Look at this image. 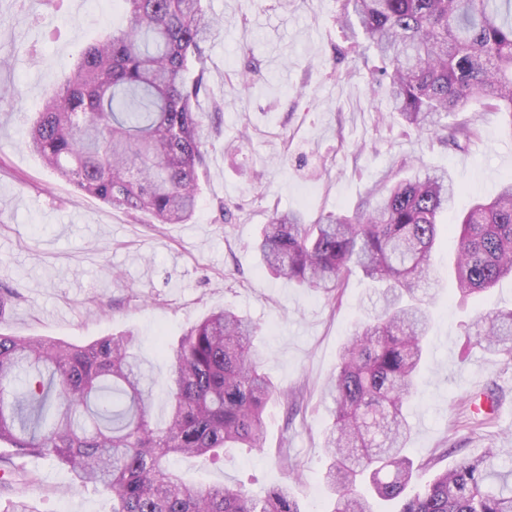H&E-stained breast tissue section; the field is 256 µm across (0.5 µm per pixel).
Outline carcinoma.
I'll list each match as a JSON object with an SVG mask.
<instances>
[{
	"label": "carcinoma",
	"instance_id": "obj_1",
	"mask_svg": "<svg viewBox=\"0 0 512 512\" xmlns=\"http://www.w3.org/2000/svg\"><path fill=\"white\" fill-rule=\"evenodd\" d=\"M127 24L79 50L42 103L27 143L79 189L128 214L183 224L200 195L205 161V43L220 32L205 0H118ZM348 46L372 51V80L386 88L389 118L455 142L471 134L444 119L472 100L512 126V0H337ZM458 188L448 171L379 189L375 206L306 221L272 213L255 243L267 272L336 295L358 271L380 306L342 346L326 395L331 426L321 480L325 512H512V469L490 448L416 490L406 407L417 392L432 323L420 284L431 277L439 218ZM463 297L512 274V177L476 203L455 236ZM258 327L230 308L194 323L170 350L166 418L152 419L154 366L132 330L87 345L0 332V487L38 480L16 457L65 465L79 486L112 498V512H302L288 485L254 497L241 487L187 483L169 465H201L226 448L264 449V414L279 395L256 342ZM467 344L512 363V309L490 312Z\"/></svg>",
	"mask_w": 512,
	"mask_h": 512
}]
</instances>
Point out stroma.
I'll return each mask as SVG.
<instances>
[{"instance_id": "stroma-1", "label": "stroma", "mask_w": 512, "mask_h": 512, "mask_svg": "<svg viewBox=\"0 0 512 512\" xmlns=\"http://www.w3.org/2000/svg\"><path fill=\"white\" fill-rule=\"evenodd\" d=\"M223 26L206 47L208 92L200 100L207 139L201 195L184 224L131 217L58 178L27 148L24 133L43 99L64 80L80 47L125 26L112 0H71L66 11L0 0V89L17 92L0 105V331L88 344L131 329L158 378L170 372L160 349L177 343L209 311L237 308L259 326L267 372L293 403L275 400L263 451L228 448L203 467L178 466L212 486H241L256 496L290 484L303 512H323L330 493L319 478L331 420L324 385L341 345L372 302L360 275L337 298L268 276L250 244L274 210L309 220L351 214L374 200L389 177L411 168L448 170L460 193L458 212L496 195L512 175V124L501 111L468 104L469 141L403 133L388 119L385 90L362 61L341 54L336 0H207ZM43 45L29 55L32 42ZM447 236L433 258L434 319L429 351L413 397L411 457L437 456L445 469L486 449L512 467V365L465 348L466 326L481 314L512 308V277L490 292L460 298ZM498 388L499 412L474 414L473 390ZM287 450L296 466L277 463ZM38 481L0 490L28 498L36 512H112L94 486L69 470L26 461ZM421 468L417 483L432 480Z\"/></svg>"}]
</instances>
